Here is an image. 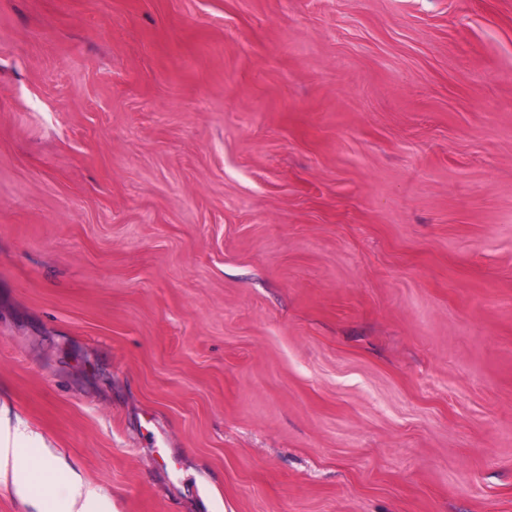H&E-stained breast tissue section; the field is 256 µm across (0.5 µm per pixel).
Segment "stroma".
<instances>
[{
	"label": "stroma",
	"instance_id": "obj_1",
	"mask_svg": "<svg viewBox=\"0 0 512 512\" xmlns=\"http://www.w3.org/2000/svg\"><path fill=\"white\" fill-rule=\"evenodd\" d=\"M0 512H512V0H0Z\"/></svg>",
	"mask_w": 512,
	"mask_h": 512
}]
</instances>
